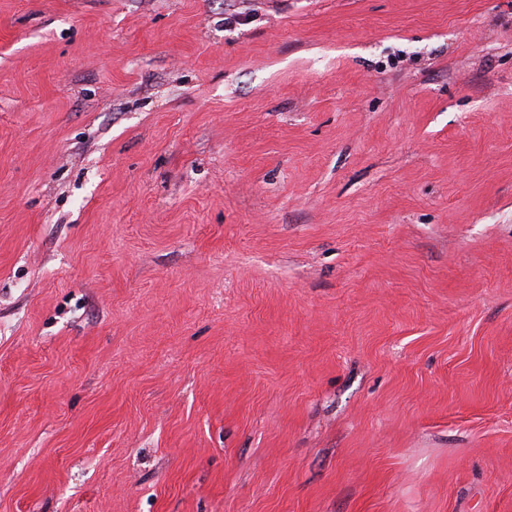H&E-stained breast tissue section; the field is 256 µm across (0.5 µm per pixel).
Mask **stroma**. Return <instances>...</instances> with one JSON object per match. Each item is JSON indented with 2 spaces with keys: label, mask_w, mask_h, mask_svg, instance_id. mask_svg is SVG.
<instances>
[{
  "label": "stroma",
  "mask_w": 512,
  "mask_h": 512,
  "mask_svg": "<svg viewBox=\"0 0 512 512\" xmlns=\"http://www.w3.org/2000/svg\"><path fill=\"white\" fill-rule=\"evenodd\" d=\"M0 512H512V0H0Z\"/></svg>",
  "instance_id": "1"
}]
</instances>
